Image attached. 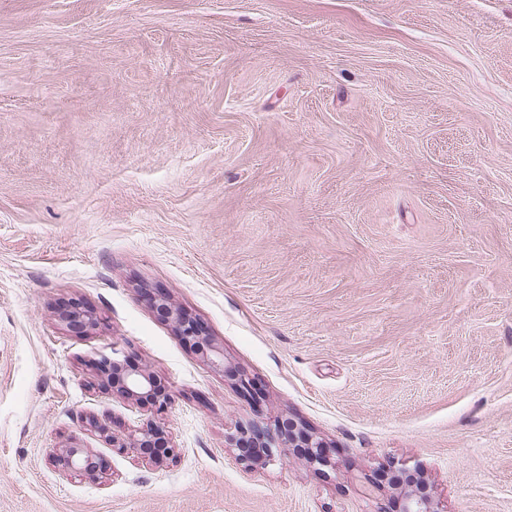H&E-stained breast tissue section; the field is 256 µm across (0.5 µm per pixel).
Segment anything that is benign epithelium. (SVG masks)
Listing matches in <instances>:
<instances>
[{"label":"benign epithelium","mask_w":512,"mask_h":512,"mask_svg":"<svg viewBox=\"0 0 512 512\" xmlns=\"http://www.w3.org/2000/svg\"><path fill=\"white\" fill-rule=\"evenodd\" d=\"M145 293L156 314L173 324L176 336L182 341L196 344L206 342L210 347L209 360L216 367H224L223 349L212 344L206 324L199 318L186 314L174 306L167 289L147 288ZM59 321L75 333L84 334L97 325L94 312L84 308L76 301L64 302L55 311ZM109 371L112 380V394L138 404H149L156 411L165 409L170 403V395L157 386L156 377L145 369L126 368L114 358L103 359L101 371ZM164 437L163 430L151 425L139 429L128 438L112 440L117 452L140 458H152L151 448ZM238 454L236 459L247 466L268 465L275 461L277 448H305L307 455L318 460L321 465L328 464L325 455L326 444L311 433L296 431V424L285 423L276 418L271 424H249L238 427ZM57 463L69 472L95 475L102 471V458L86 448L69 446L56 456ZM412 490L402 499L401 512H441L427 493V485L416 477H410Z\"/></svg>","instance_id":"7a95c632"}]
</instances>
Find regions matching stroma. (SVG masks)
Returning <instances> with one entry per match:
<instances>
[{"mask_svg": "<svg viewBox=\"0 0 512 512\" xmlns=\"http://www.w3.org/2000/svg\"><path fill=\"white\" fill-rule=\"evenodd\" d=\"M275 416L330 466L238 463ZM410 472L512 512V0H0V512H400ZM145 293L156 314L173 324L176 336L192 344L208 343L209 360L214 366L224 368V351L212 343L208 328L201 319L188 315L174 306L166 288H147ZM55 314L59 321L75 333H87L97 325V317L94 312L84 308L76 301L61 303L56 308ZM105 366L100 370L109 371L112 380V394L127 401H135L138 404H149L157 412L165 409L170 403V395L157 386L156 377L145 369L125 368L121 361L114 358H104ZM112 366L110 370L109 367ZM164 437L162 429L155 428L147 424L139 429L135 434H131L127 439L117 441L112 438V450L115 448L118 453L131 455L140 458H153L156 454H152L150 448H154L155 442ZM57 463L69 472L96 475L102 471V458L87 448L69 446L56 456Z\"/></svg>", "mask_w": 512, "mask_h": 512, "instance_id": "1", "label": "stroma"}]
</instances>
